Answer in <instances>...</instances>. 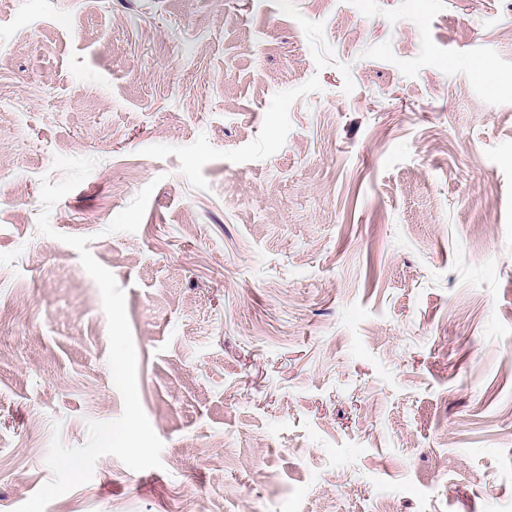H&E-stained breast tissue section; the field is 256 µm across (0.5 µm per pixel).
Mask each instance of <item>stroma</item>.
I'll return each mask as SVG.
<instances>
[{
    "instance_id": "obj_1",
    "label": "stroma",
    "mask_w": 512,
    "mask_h": 512,
    "mask_svg": "<svg viewBox=\"0 0 512 512\" xmlns=\"http://www.w3.org/2000/svg\"><path fill=\"white\" fill-rule=\"evenodd\" d=\"M64 234L164 446L46 512H512V0H0V512L123 412Z\"/></svg>"
}]
</instances>
